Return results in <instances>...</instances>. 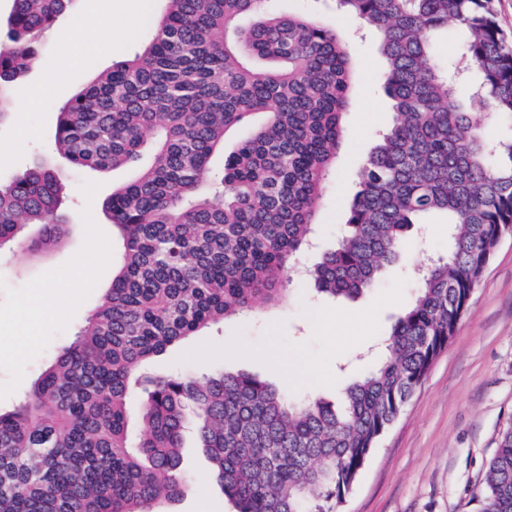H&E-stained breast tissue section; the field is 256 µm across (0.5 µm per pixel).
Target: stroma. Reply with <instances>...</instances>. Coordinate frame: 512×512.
<instances>
[{
    "label": "stroma",
    "mask_w": 512,
    "mask_h": 512,
    "mask_svg": "<svg viewBox=\"0 0 512 512\" xmlns=\"http://www.w3.org/2000/svg\"><path fill=\"white\" fill-rule=\"evenodd\" d=\"M135 14L114 12V22L131 26L132 37L112 49L96 70L83 63L82 42L95 38L92 27L69 56L47 37L36 67L13 90L22 101L30 88L64 72L41 103L0 128V178L9 179L35 155L51 153L59 106L88 83L95 71L139 52L151 39L163 14V0H141ZM278 13H309L340 25L352 37L350 47L356 89L346 115L345 139L327 188L316 206L319 226L314 250L334 247L344 232V203L356 190L358 169L391 121L392 107L382 85L386 63L374 37L362 34L355 19L342 14L335 0H270ZM67 173L71 193L66 210L72 224L63 243L35 255L0 254V410H12L24 397L47 360L72 336L101 301L122 261L123 245L102 210L113 187L132 181L137 171ZM448 246V227L430 219L408 237L398 261L388 266L375 288L354 301L317 296L310 283L295 277L288 305L202 330L155 359L151 374L211 375L222 371L259 376L290 395L314 393L336 400L355 376L368 372L380 343L418 286V265ZM106 251L97 260L95 249ZM53 278L65 305V319L38 318L36 326L17 312L36 288ZM512 429V237L504 238L469 302L448 348L379 441L338 512H481L489 463L503 432ZM194 427L186 429L183 466L192 479L168 512H233L210 476Z\"/></svg>",
    "instance_id": "1"
}]
</instances>
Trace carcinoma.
Returning a JSON list of instances; mask_svg holds the SVG:
<instances>
[{"label":"carcinoma","instance_id":"cac0c4a2","mask_svg":"<svg viewBox=\"0 0 512 512\" xmlns=\"http://www.w3.org/2000/svg\"><path fill=\"white\" fill-rule=\"evenodd\" d=\"M72 2L11 0L0 18V124L12 115L7 88ZM164 2L151 43L59 107L52 154L0 181V250L36 253L69 224L56 158L138 167L104 203L124 245L111 287L24 402L0 412V512H163L189 481V411L235 512H336L512 227V46L492 0H337L379 40L393 112L357 172L343 235L305 277L320 294L354 299L399 259L415 225L442 214L449 228L447 253L424 267L384 357L346 387L338 412L248 373L144 372L202 329L288 300L353 87L346 35L313 16L269 12L268 0ZM245 14L259 20L242 28ZM450 22L463 53L444 61L435 41ZM472 69L477 88L463 101ZM258 116L213 168L226 136ZM493 122L505 127L495 138ZM135 415L145 426L137 438ZM484 512H512V430L490 461Z\"/></svg>","mask_w":512,"mask_h":512}]
</instances>
